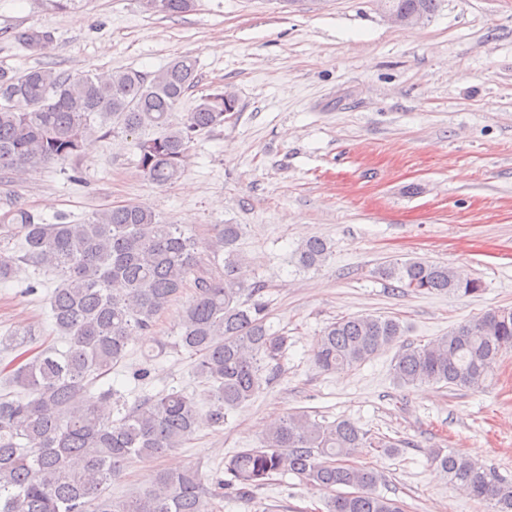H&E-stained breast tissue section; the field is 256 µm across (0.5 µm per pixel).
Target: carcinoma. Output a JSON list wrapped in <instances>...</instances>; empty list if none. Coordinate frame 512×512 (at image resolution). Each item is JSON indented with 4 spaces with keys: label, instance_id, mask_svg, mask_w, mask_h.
Segmentation results:
<instances>
[{
    "label": "carcinoma",
    "instance_id": "cac0c4a2",
    "mask_svg": "<svg viewBox=\"0 0 512 512\" xmlns=\"http://www.w3.org/2000/svg\"><path fill=\"white\" fill-rule=\"evenodd\" d=\"M193 0H157L152 14L187 12ZM437 0H384V7L431 16ZM40 51L46 31L19 36ZM198 82L196 60L180 56L151 75L130 69L70 75L40 66L0 69V177L80 158L91 140L121 130L132 139L137 167L149 182L165 186L184 172L194 137L224 123L237 99L222 90L201 98L173 121L186 93ZM207 254L196 234L167 224L149 207H106L79 224H43L17 197L0 196V283L22 265L57 274L49 297L51 319L67 348L49 345L34 328L0 338L17 355L0 370L14 396L0 395V512H217L230 486L246 496L276 473L288 472L331 493L326 512H405L377 494L381 475L346 463L374 441L348 420L323 424L291 413L271 427L257 448L225 463L229 482L197 466L156 471L147 487L117 500L110 487L134 459H157L202 431L224 425L234 412L275 378L288 337L270 332L264 285L246 283L237 243L241 224H214ZM21 247L10 250V241ZM329 243L311 237L293 258L302 269L321 267ZM399 288L417 293L476 294L481 281L422 258L379 269ZM188 296L180 333L172 346L196 358L195 374L206 406L171 388L128 403L112 383L99 397L89 386L112 373L134 336L154 337L160 314ZM404 335L388 316L356 315L326 325L316 341L315 362L325 372L359 366ZM512 351V315L500 310L465 322L392 360L401 386L446 384L478 388L504 352ZM120 414L113 421L114 414ZM431 460L472 498L493 512H512V483L469 458L441 450ZM354 491L334 494L335 487Z\"/></svg>",
    "mask_w": 512,
    "mask_h": 512
}]
</instances>
